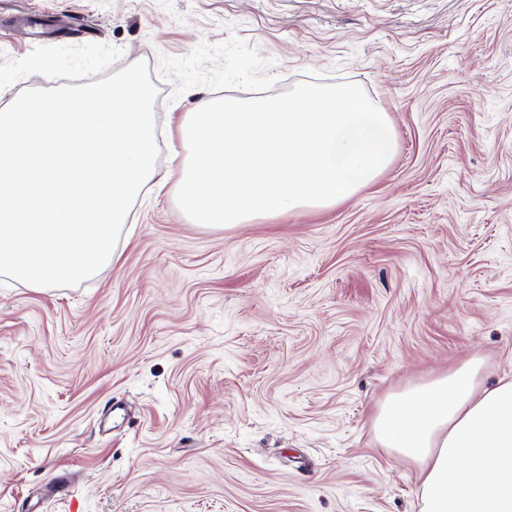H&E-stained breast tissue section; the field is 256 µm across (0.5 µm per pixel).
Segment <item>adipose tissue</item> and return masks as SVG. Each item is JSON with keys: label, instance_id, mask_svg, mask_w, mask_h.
<instances>
[{"label": "adipose tissue", "instance_id": "ef3b65f1", "mask_svg": "<svg viewBox=\"0 0 512 512\" xmlns=\"http://www.w3.org/2000/svg\"><path fill=\"white\" fill-rule=\"evenodd\" d=\"M480 371L470 358L374 415L380 446L419 469L421 512H512V379L487 385Z\"/></svg>", "mask_w": 512, "mask_h": 512}]
</instances>
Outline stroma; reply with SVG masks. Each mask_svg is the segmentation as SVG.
Returning <instances> with one entry per match:
<instances>
[{
	"label": "stroma",
	"mask_w": 512,
	"mask_h": 512,
	"mask_svg": "<svg viewBox=\"0 0 512 512\" xmlns=\"http://www.w3.org/2000/svg\"><path fill=\"white\" fill-rule=\"evenodd\" d=\"M137 61L164 187L80 286L0 277V512L59 475L44 512H419L380 402L473 356L512 376V0H0V109ZM301 83L361 86L391 165L330 209L192 223L187 91Z\"/></svg>",
	"instance_id": "35a3bbf8"
}]
</instances>
